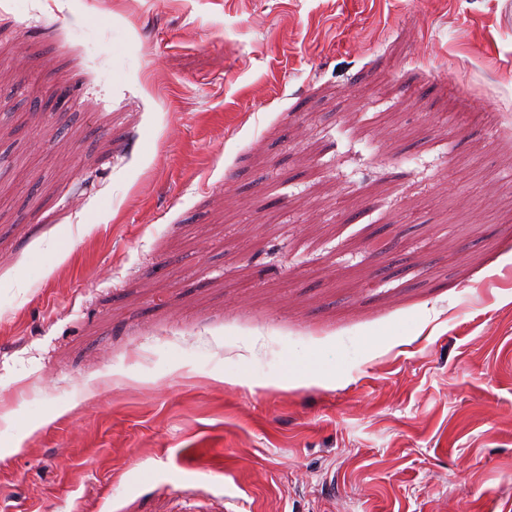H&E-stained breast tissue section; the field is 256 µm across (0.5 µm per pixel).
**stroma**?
<instances>
[{"instance_id":"1","label":"stroma","mask_w":512,"mask_h":512,"mask_svg":"<svg viewBox=\"0 0 512 512\" xmlns=\"http://www.w3.org/2000/svg\"><path fill=\"white\" fill-rule=\"evenodd\" d=\"M511 155L512 0H0V512H512Z\"/></svg>"}]
</instances>
